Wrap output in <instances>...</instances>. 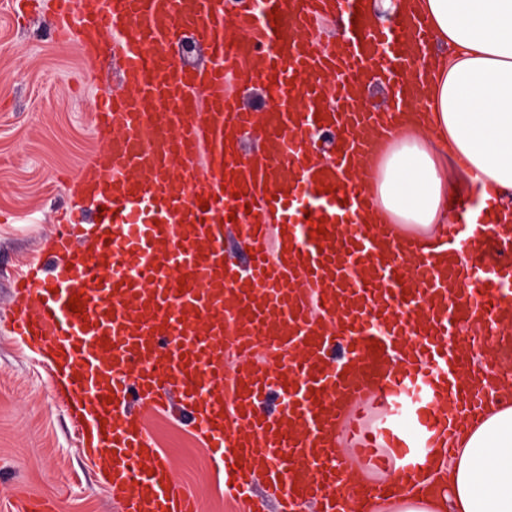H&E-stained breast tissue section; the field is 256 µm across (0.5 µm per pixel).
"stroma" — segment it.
<instances>
[{"instance_id": "stroma-1", "label": "stroma", "mask_w": 512, "mask_h": 512, "mask_svg": "<svg viewBox=\"0 0 512 512\" xmlns=\"http://www.w3.org/2000/svg\"><path fill=\"white\" fill-rule=\"evenodd\" d=\"M47 11L16 19L0 11V512L25 498L54 501L60 512H118L96 458L79 440L60 377L39 345L12 332L17 281L54 265L52 236L61 216L80 214L79 170L105 148L95 136L96 100L112 87V59L87 72L76 42L54 43ZM176 478L201 497L204 512H224V476L184 413L147 421Z\"/></svg>"}]
</instances>
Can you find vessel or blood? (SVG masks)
Instances as JSON below:
<instances>
[{
  "label": "vessel or blood",
  "mask_w": 512,
  "mask_h": 512,
  "mask_svg": "<svg viewBox=\"0 0 512 512\" xmlns=\"http://www.w3.org/2000/svg\"><path fill=\"white\" fill-rule=\"evenodd\" d=\"M49 2L57 40L98 50L111 37L121 69L93 115L107 149L84 170L98 184L83 197L88 220L52 241L72 264L26 274L14 328L60 353L120 512L202 509L156 448L150 413H195L235 492L263 473L280 512L311 501L364 512L384 488H348L355 462L414 477L422 449L481 419L489 394L467 374L512 367L499 199L443 224L433 245L364 223L369 199L351 177L426 79L409 68L431 47L415 14L381 28L356 15L358 0ZM336 18L342 33L323 40ZM185 29L202 57L177 68L170 47ZM375 84L386 109L362 104ZM317 134L331 139L321 155ZM231 227L240 262L227 257ZM406 406L410 435L395 426Z\"/></svg>",
  "instance_id": "1"
}]
</instances>
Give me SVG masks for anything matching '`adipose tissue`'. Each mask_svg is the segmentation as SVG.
<instances>
[{"instance_id":"ef3b65f1","label":"adipose tissue","mask_w":512,"mask_h":512,"mask_svg":"<svg viewBox=\"0 0 512 512\" xmlns=\"http://www.w3.org/2000/svg\"><path fill=\"white\" fill-rule=\"evenodd\" d=\"M411 2L433 34L432 125L404 112L384 157L357 179L373 201L367 223L428 236L448 218L449 162L478 193L512 204V0ZM453 445L449 459L427 449L430 468L411 486L389 477L400 512H512V403L490 406Z\"/></svg>"}]
</instances>
